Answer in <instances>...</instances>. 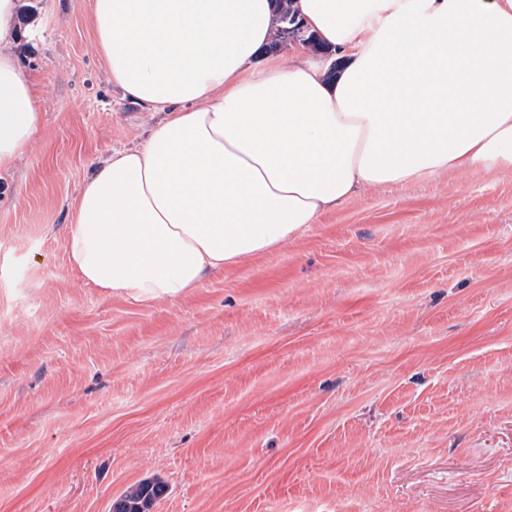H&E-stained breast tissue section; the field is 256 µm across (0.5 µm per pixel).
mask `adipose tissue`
Instances as JSON below:
<instances>
[{"label": "adipose tissue", "mask_w": 512, "mask_h": 512, "mask_svg": "<svg viewBox=\"0 0 512 512\" xmlns=\"http://www.w3.org/2000/svg\"><path fill=\"white\" fill-rule=\"evenodd\" d=\"M0 0V170L42 124ZM323 45L257 62L272 0H92L113 86L159 114L67 207L79 279L174 299L367 188L512 169V0H295ZM340 69H332L333 58Z\"/></svg>", "instance_id": "obj_1"}]
</instances>
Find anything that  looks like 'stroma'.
Returning <instances> with one entry per match:
<instances>
[{
    "mask_svg": "<svg viewBox=\"0 0 512 512\" xmlns=\"http://www.w3.org/2000/svg\"><path fill=\"white\" fill-rule=\"evenodd\" d=\"M91 0H19L43 124L0 177V512H512V174L353 197L137 302L82 283L67 201L156 114L112 87ZM166 490L165 484L158 480H142L127 488L113 500L110 512H149L154 501Z\"/></svg>",
    "mask_w": 512,
    "mask_h": 512,
    "instance_id": "obj_1",
    "label": "stroma"
}]
</instances>
